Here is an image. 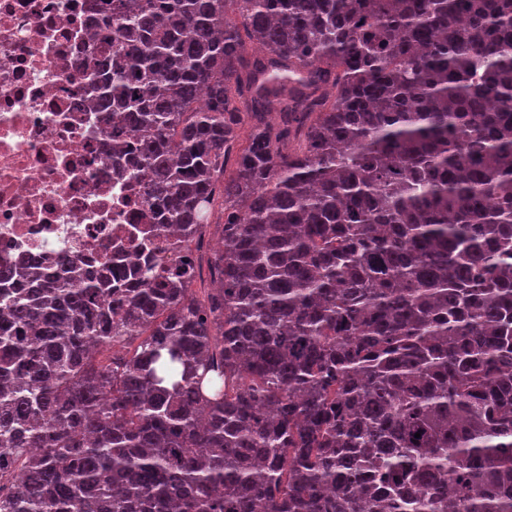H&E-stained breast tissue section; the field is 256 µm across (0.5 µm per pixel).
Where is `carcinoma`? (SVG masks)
Masks as SVG:
<instances>
[{
  "instance_id": "1",
  "label": "carcinoma",
  "mask_w": 512,
  "mask_h": 512,
  "mask_svg": "<svg viewBox=\"0 0 512 512\" xmlns=\"http://www.w3.org/2000/svg\"><path fill=\"white\" fill-rule=\"evenodd\" d=\"M105 21L162 223L132 284L0 276V512H512V0Z\"/></svg>"
}]
</instances>
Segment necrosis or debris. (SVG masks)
I'll list each match as a JSON object with an SVG mask.
<instances>
[{
	"instance_id": "obj_1",
	"label": "necrosis or debris",
	"mask_w": 512,
	"mask_h": 512,
	"mask_svg": "<svg viewBox=\"0 0 512 512\" xmlns=\"http://www.w3.org/2000/svg\"><path fill=\"white\" fill-rule=\"evenodd\" d=\"M100 5L0 0V271L126 257L158 221L131 132L86 88Z\"/></svg>"
}]
</instances>
